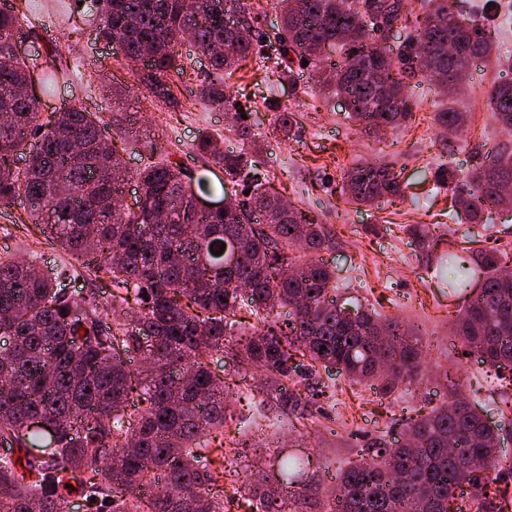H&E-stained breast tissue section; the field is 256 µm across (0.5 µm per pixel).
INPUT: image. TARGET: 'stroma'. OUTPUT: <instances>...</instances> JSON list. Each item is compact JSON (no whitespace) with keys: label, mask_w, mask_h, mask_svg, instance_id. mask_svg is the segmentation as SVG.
I'll use <instances>...</instances> for the list:
<instances>
[{"label":"stroma","mask_w":512,"mask_h":512,"mask_svg":"<svg viewBox=\"0 0 512 512\" xmlns=\"http://www.w3.org/2000/svg\"><path fill=\"white\" fill-rule=\"evenodd\" d=\"M68 2L26 0L23 11L31 27L25 35L28 54L55 50L70 73L68 83L40 95L41 116L73 105L93 113L121 147L131 173L165 158L196 179L205 162L193 146L204 134L215 136L227 150H243L224 111L197 98L199 85L211 75L201 49L189 41L180 46L185 75L174 88L175 101H163L140 82L145 66L123 68L120 53L98 37L86 11L68 12ZM255 2L267 38L224 84L263 148L273 191L327 228L330 243L317 257L332 270L341 297H359L383 315L412 325L428 344L418 382L385 399L372 386L350 384L344 374L316 375L320 392L307 398L310 418L303 426L284 428L281 451L309 456L320 485L328 488L340 469L376 437L392 444L400 441L404 419L419 415L424 405L441 404L448 382H455L462 394L477 395L492 422L498 419L497 404L512 400V377L491 383L492 368L466 354L453 336L466 299L437 286L424 250L408 232L409 225L427 224L433 235L444 233L474 248L500 245L504 265L512 268V207L485 210L474 220H452V191L432 189L440 163L453 161L455 169L464 172L476 154L512 146V131L495 122L488 100L492 84L512 79V70L492 59L478 60L469 68L467 88L457 96L456 106L470 122L466 131L454 136L436 126L433 117L440 98L427 81L416 78L409 124L375 140L361 133L343 98L316 90L311 67L296 60L291 78L279 76L275 62L282 47L273 34L280 27V13L266 0ZM285 110L295 114L287 134L275 122ZM361 162L393 168L401 195L372 207L347 203L339 194L341 178ZM26 215V202L0 205V256L33 257L46 271L68 264L69 255L26 223Z\"/></svg>","instance_id":"35a3bbf8"}]
</instances>
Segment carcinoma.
<instances>
[{
    "instance_id": "1",
    "label": "carcinoma",
    "mask_w": 512,
    "mask_h": 512,
    "mask_svg": "<svg viewBox=\"0 0 512 512\" xmlns=\"http://www.w3.org/2000/svg\"><path fill=\"white\" fill-rule=\"evenodd\" d=\"M417 33L396 56L375 44L376 33L403 18L404 0H274L281 13L276 38L284 53L318 61L330 42L344 51L335 81L323 90L345 99L365 133L397 128L412 116L409 81L426 74L443 94L459 89L470 64L503 53L494 23H461L454 0H421ZM98 34L115 45L126 64L147 59L142 81L158 98L184 74L179 46L190 34L209 56L213 80L201 98L233 112L237 133L250 139L238 106L224 92L226 72L255 52L258 13L251 0H95ZM19 25L15 6L0 8V203L24 198L30 218L72 258H99L94 274L110 301L76 296L73 270L45 274L35 260L0 258V439L12 438L21 455L0 458V512H63L67 485H78L94 512H224L225 487L246 499L251 512H294V500L317 494L310 458L276 456L271 482L239 478L234 469L246 444L234 442L223 460L212 458L203 438L224 433L225 381L204 357L221 351L237 371L264 376L255 411L273 430L307 412L298 390L319 369L336 370L352 383L377 382L381 395L421 374L424 345L395 318L381 317L358 301L329 297L333 272L318 260L289 261L294 249L311 253L330 242L328 231L295 207L273 204L262 147L224 153L210 135L196 151L211 160L206 171L243 182L250 193L225 199L219 213L195 211L192 183L169 161L151 162L132 176L135 208L119 209L122 157L102 122L78 106L39 122V100L21 93L33 61L14 56L8 41ZM69 77L49 54L38 73L48 92ZM489 101L495 121L512 129V81L494 83ZM450 105L435 115L450 135L469 122ZM24 160V168L16 166ZM468 189L453 193L454 213L475 217L512 203V153L484 158L465 175L448 166L436 182ZM346 200L371 206L401 194L387 165L363 163L342 178ZM167 210L176 219L154 224ZM224 254L214 255L221 246ZM501 250L489 247L464 257L448 242L435 255L439 284L450 294L481 290L456 325L481 363L512 375V274L501 268ZM141 310L127 318L130 301ZM290 308L280 323L271 314ZM246 311L256 324L241 336ZM152 341L137 372L127 363ZM133 411H128V408ZM39 417L56 431L43 455L29 449ZM405 440L392 448L378 437L342 471L321 512H512V467L500 466L499 445L512 431L491 426L481 403L455 388L448 400L404 423Z\"/></svg>"
}]
</instances>
